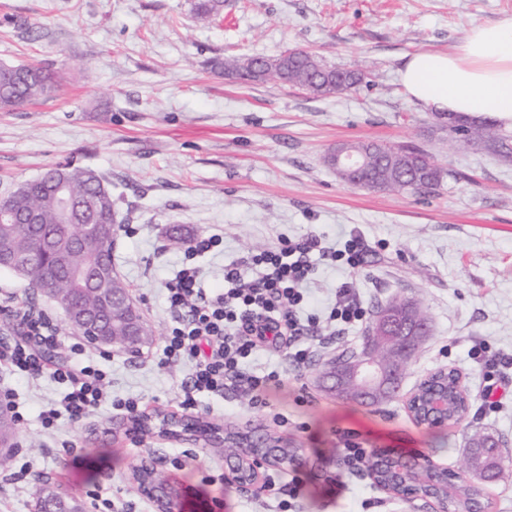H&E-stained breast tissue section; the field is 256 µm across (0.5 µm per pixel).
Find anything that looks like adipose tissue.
<instances>
[{
  "label": "adipose tissue",
  "instance_id": "adipose-tissue-1",
  "mask_svg": "<svg viewBox=\"0 0 512 512\" xmlns=\"http://www.w3.org/2000/svg\"><path fill=\"white\" fill-rule=\"evenodd\" d=\"M401 80L435 111L512 127V16L473 27L451 52L414 53Z\"/></svg>",
  "mask_w": 512,
  "mask_h": 512
}]
</instances>
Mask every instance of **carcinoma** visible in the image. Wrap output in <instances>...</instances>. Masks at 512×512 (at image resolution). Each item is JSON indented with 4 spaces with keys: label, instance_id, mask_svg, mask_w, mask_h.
Returning a JSON list of instances; mask_svg holds the SVG:
<instances>
[{
    "label": "carcinoma",
    "instance_id": "1",
    "mask_svg": "<svg viewBox=\"0 0 512 512\" xmlns=\"http://www.w3.org/2000/svg\"><path fill=\"white\" fill-rule=\"evenodd\" d=\"M224 9V0H197V18L206 20ZM224 74L256 83L275 81L297 87L319 97L349 90L362 81L359 72L328 66L304 50L290 56H279L265 68H252V60H229L220 64ZM55 75L40 64H0V110L9 112L31 101L47 98L55 87ZM465 137L478 148L497 156L503 162H512V135L501 125L490 120H474L463 124ZM365 153L366 183L373 189L389 191L418 190L420 184L429 182L436 188L443 181V171L424 151L410 147L403 154L394 153V146L358 141L350 144ZM63 178L67 192L78 208L75 220L66 223L61 218L56 179ZM8 208L18 218V223L0 221V270H6L28 283L47 281L64 299L85 309L99 320L108 336L118 341L126 339L122 329L124 314L112 309V295L125 286L112 276V224L116 211L112 193L104 188L102 179L92 170L59 165L41 178L35 189H16L4 197ZM94 224L103 229L99 240L91 242L94 254L84 251L83 226ZM83 269V277L89 287L74 288L70 267ZM448 384L454 427L466 417L469 399L457 391L458 376L453 371L437 374L423 386ZM479 467L488 474L497 473L498 465L482 448L471 449L465 468L448 473L454 479V498L448 501L453 512H491L493 502L484 494H478L468 482V468ZM376 484L391 488L398 486L396 474L386 456L379 455L371 466ZM40 508L55 512L67 508L81 512L77 499L60 491L50 483L36 490Z\"/></svg>",
    "mask_w": 512,
    "mask_h": 512
}]
</instances>
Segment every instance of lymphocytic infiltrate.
Wrapping results in <instances>:
<instances>
[{"label":"lymphocytic infiltrate","mask_w":512,"mask_h":512,"mask_svg":"<svg viewBox=\"0 0 512 512\" xmlns=\"http://www.w3.org/2000/svg\"><path fill=\"white\" fill-rule=\"evenodd\" d=\"M221 243L216 235L196 240L188 249V264L165 285L172 323L157 364L162 368L186 366L181 404L197 412L203 409L201 396L220 395L228 387L242 390L260 407L269 392L286 387L287 373L248 371L247 359L260 345H283L294 368H303L309 349L302 339L311 325L301 321L297 308L314 274L316 259L342 260L355 272L365 262L355 238L333 252L313 235L285 238L276 249L225 265L223 292L209 295L200 286L192 259ZM19 318L22 336L0 343V366L13 375L31 380L47 378L68 387L58 404L42 411L45 430H54L63 418L73 423L82 421L107 403L118 410L137 411L136 399L108 393L103 369L48 361V353L63 345L72 353L82 352L79 337L62 340L53 324L25 311Z\"/></svg>","instance_id":"obj_1"}]
</instances>
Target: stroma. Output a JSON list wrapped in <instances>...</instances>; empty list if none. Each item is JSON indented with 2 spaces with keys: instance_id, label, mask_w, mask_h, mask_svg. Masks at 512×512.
<instances>
[{
  "instance_id": "35a3bbf8",
  "label": "stroma",
  "mask_w": 512,
  "mask_h": 512,
  "mask_svg": "<svg viewBox=\"0 0 512 512\" xmlns=\"http://www.w3.org/2000/svg\"><path fill=\"white\" fill-rule=\"evenodd\" d=\"M195 0H0V63L43 64L62 76L47 99L0 111V198L61 164L92 169L112 191L122 226L112 266L132 293L154 340L140 353L85 347L79 359L109 376L108 391L142 401L143 412L181 413L183 366L158 367L171 323L165 284L188 243L221 235L217 250L196 257L201 286H224L225 265L307 234L343 248L358 235L371 263L353 275L321 261L301 317L317 328L304 338L308 365L266 407L233 391L205 397L204 418L226 428L263 429L287 438L306 460L300 512H421L377 487L368 472L335 491L340 433L351 430L379 451L420 454L452 470L466 461L470 437L497 434L505 462L486 484L493 512H512V366L496 378L499 404L483 399L484 370L470 356L487 342L512 358V164L448 135V121L413 100L400 81L410 54L447 52L470 29L512 16V0H224L202 21ZM364 74L354 91L313 97L273 82L241 84L215 61L276 57L289 50ZM378 141L425 149L443 170L426 194L349 186L325 165L341 141ZM186 231L173 244L171 226ZM352 283L366 312L401 292L428 311L431 332L403 369L411 390L436 368L460 375L470 397L466 420L447 429L417 425L402 398L370 405L339 397L317 382L323 363L360 347L363 327L333 337L336 290ZM24 286L0 272V340L19 337L13 307ZM20 412L13 456L0 469V512H34L36 474L53 477L72 496L110 500L111 512H154L131 479L144 456L196 494L177 512H271L288 494L290 471L245 491L203 484L224 471L222 451L202 441L163 440L130 432L128 415L102 406L79 423L60 420L54 433L42 410L63 385L0 372ZM287 414V425L273 422Z\"/></svg>"
}]
</instances>
